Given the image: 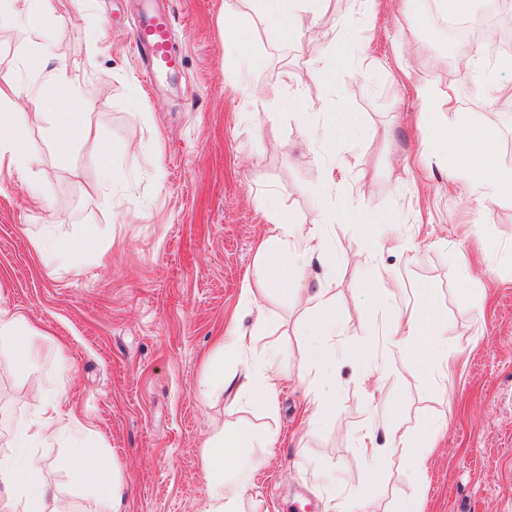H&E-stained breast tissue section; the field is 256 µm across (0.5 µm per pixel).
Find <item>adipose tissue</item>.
<instances>
[{
    "instance_id": "1",
    "label": "adipose tissue",
    "mask_w": 512,
    "mask_h": 512,
    "mask_svg": "<svg viewBox=\"0 0 512 512\" xmlns=\"http://www.w3.org/2000/svg\"><path fill=\"white\" fill-rule=\"evenodd\" d=\"M326 0H256L261 14L286 34H294L304 21L314 20ZM30 98L47 115L44 137L58 155H67L79 142L92 140L96 147L90 156L103 183L112 181L113 150L110 142L99 139L96 132L80 117L79 98L70 85L65 67L48 70L41 84L29 88L9 83L0 87V101ZM362 131L357 113L343 112L325 117L315 129V139L324 157L339 154L346 138ZM433 152L452 158L459 175L481 195L492 199H512V164L505 162L499 151L498 134L494 128L461 117L454 125L433 128ZM35 161L16 113H0V178L24 177ZM336 219L331 210L321 211L313 223L300 224L284 212L271 213V222L262 240L252 273L246 274L241 288V303L260 310V298L272 291L295 287L305 307L303 333L311 344L303 348L293 368L286 369L270 361L252 365L244 380L226 372L223 366L211 363L207 369L214 388L225 391L243 386L252 396L274 403L284 379L294 380L310 397L311 416L319 419L336 409V378L332 370L335 357L325 346L326 338L335 335L340 315L336 309L334 283L322 279L306 286L307 269L312 260L325 259L330 247L323 230ZM95 229L71 241L54 237L52 230L34 239L33 249L44 264L63 265L74 253L91 249ZM445 313L428 291H420L418 304L410 313L390 321L381 334L390 349L403 357L413 358L419 370L437 377L439 364L447 363L448 340ZM437 368H430V361ZM29 421L17 426L21 463L0 465V489L7 500L0 512H42L41 506L49 490L41 484L43 464L28 454ZM271 442L258 431L239 424L224 427L209 445L205 473L209 484L207 512H236L251 481L255 451L270 447ZM54 465L67 473L78 485L92 486L96 491L95 506L99 512H117L118 481L111 460L99 449L80 446L58 457Z\"/></svg>"
}]
</instances>
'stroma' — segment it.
Returning <instances> with one entry per match:
<instances>
[{"mask_svg":"<svg viewBox=\"0 0 512 512\" xmlns=\"http://www.w3.org/2000/svg\"><path fill=\"white\" fill-rule=\"evenodd\" d=\"M380 2L370 14L359 0H327L317 22L289 37L253 0H50L62 62L114 158L107 186L89 161L93 143L58 156L43 137V116L21 103L38 152L28 183L50 208L30 204L27 183L0 185V308L26 316L38 351L20 370L12 347L0 344V460L16 454L17 420L43 423L30 446L45 464L46 512H92V491L51 466L89 437L119 467L120 512H205L207 446L232 423L273 440L258 451L271 462L256 472L240 512H299L303 504L324 512L332 494L346 507L371 495L373 512H399L413 499L423 512H512V265L481 275L484 258L512 241V200L492 203L467 190L454 161L431 155L428 132L465 113L497 129L511 162L512 105H490L485 76L506 82L512 70L477 42L475 66L455 73V49L443 46L428 0ZM228 10L241 18L254 67L224 43ZM149 11L169 16L171 48L182 59L150 81L132 40L135 20ZM337 36L357 50L343 65ZM399 39L420 49L407 77L398 71ZM34 55L24 30L0 24V80L39 79ZM315 58L333 66L332 84L312 71ZM287 70L302 82L283 85ZM420 81L453 89L458 111L426 114L415 92ZM298 99L364 121V134L336 158L335 184L324 181L326 161L292 106ZM349 205L393 223L395 234L371 256L363 225L339 219L325 230L329 260L308 270L309 279L336 281L335 413L307 423L304 390L291 384L272 404L212 388L206 358L243 376L273 354L298 359L306 344L294 295H268L259 324L239 305L270 207L307 224L317 207ZM47 227L61 239L95 228L96 247L70 264L43 265L32 241ZM414 246L420 258L406 264ZM459 249L479 276L465 300ZM373 260L398 267L403 282L377 283L388 300L379 308L361 301ZM421 288L446 313L456 355L442 387L369 335L410 311ZM234 316L254 337L238 361L219 348ZM375 358L388 360L397 378L377 432L387 453L371 488L358 444L371 413L363 378ZM410 432L431 442L417 470L388 448Z\"/></svg>","mask_w":512,"mask_h":512,"instance_id":"35a3bbf8","label":"stroma"}]
</instances>
